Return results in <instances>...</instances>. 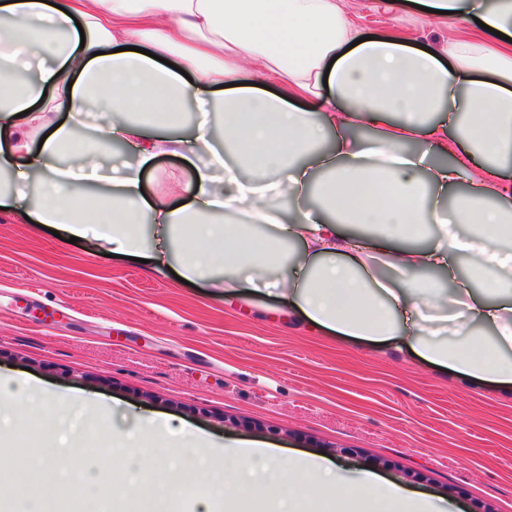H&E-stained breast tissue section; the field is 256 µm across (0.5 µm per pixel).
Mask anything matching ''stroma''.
<instances>
[{
	"label": "stroma",
	"mask_w": 512,
	"mask_h": 512,
	"mask_svg": "<svg viewBox=\"0 0 512 512\" xmlns=\"http://www.w3.org/2000/svg\"><path fill=\"white\" fill-rule=\"evenodd\" d=\"M361 35L425 48L472 23L403 0H345ZM0 372L110 407L103 435L172 419L218 441L328 458L452 501L512 512V399L391 347L296 325L277 299L211 296L99 242L68 243L0 217Z\"/></svg>",
	"instance_id": "stroma-1"
}]
</instances>
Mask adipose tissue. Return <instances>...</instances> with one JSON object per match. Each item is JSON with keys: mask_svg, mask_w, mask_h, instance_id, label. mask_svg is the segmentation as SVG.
I'll return each instance as SVG.
<instances>
[{"mask_svg": "<svg viewBox=\"0 0 512 512\" xmlns=\"http://www.w3.org/2000/svg\"><path fill=\"white\" fill-rule=\"evenodd\" d=\"M477 14L491 35L440 54L361 40L337 0H0V208L31 230L93 237L227 298L271 295L309 327L512 388V209L489 203L512 196L497 169L512 159V0ZM247 61L259 86L239 83ZM100 100L90 146L79 130ZM192 107L202 117L180 135ZM360 126L375 137L360 142ZM116 139L135 157L117 174ZM434 153L455 161L431 165ZM163 156L190 178L146 190ZM422 172L436 194L470 189L451 211L429 207ZM355 187L382 194L356 199ZM244 210L249 223H225ZM183 431L152 423L112 452L142 462L145 439ZM190 445L228 464L237 487L197 512H237L241 497L262 512H442L370 473L337 494L332 464L314 457L201 433Z\"/></svg>", "mask_w": 512, "mask_h": 512, "instance_id": "obj_1", "label": "adipose tissue"}]
</instances>
